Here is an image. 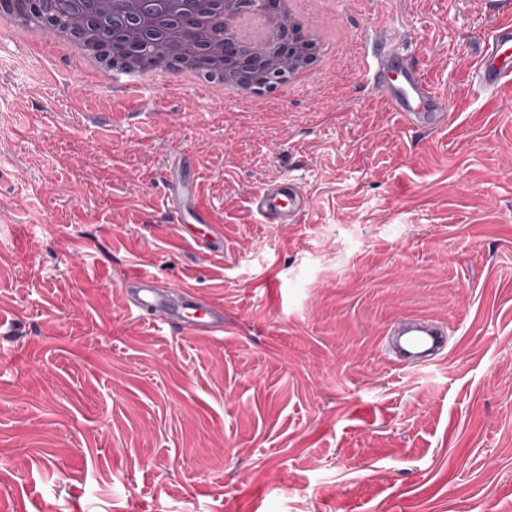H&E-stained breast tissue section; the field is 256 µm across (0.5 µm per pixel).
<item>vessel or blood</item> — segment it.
Instances as JSON below:
<instances>
[{
	"label": "vessel or blood",
	"instance_id": "1",
	"mask_svg": "<svg viewBox=\"0 0 512 512\" xmlns=\"http://www.w3.org/2000/svg\"><path fill=\"white\" fill-rule=\"evenodd\" d=\"M366 85L415 134L446 128L453 116L449 97L428 80L423 64L394 43L372 50ZM481 92L496 94L512 85V6L500 12L494 28L481 41L473 69ZM188 157L174 160L164 178V195L171 223L183 225L189 240L212 253H223L224 233L199 201L197 179L186 176ZM252 205L266 224L295 222L310 208V199L296 179L286 177L265 184ZM126 309L158 327H170L194 336H215L224 331V307L200 299L190 286L170 290L148 274L128 275L122 289ZM394 360L404 366L427 367L448 351V328L432 319L405 316L387 334Z\"/></svg>",
	"mask_w": 512,
	"mask_h": 512
}]
</instances>
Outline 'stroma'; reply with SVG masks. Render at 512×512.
<instances>
[{
	"label": "stroma",
	"instance_id": "1",
	"mask_svg": "<svg viewBox=\"0 0 512 512\" xmlns=\"http://www.w3.org/2000/svg\"><path fill=\"white\" fill-rule=\"evenodd\" d=\"M492 0H329L336 64L249 126L176 72L125 99L0 36V512H512V92L472 79ZM391 38L449 93L414 135L359 85ZM224 226L168 223L177 153ZM290 176L296 224L250 209ZM222 304L185 336L127 273ZM404 314L448 354L390 359Z\"/></svg>",
	"mask_w": 512,
	"mask_h": 512
}]
</instances>
